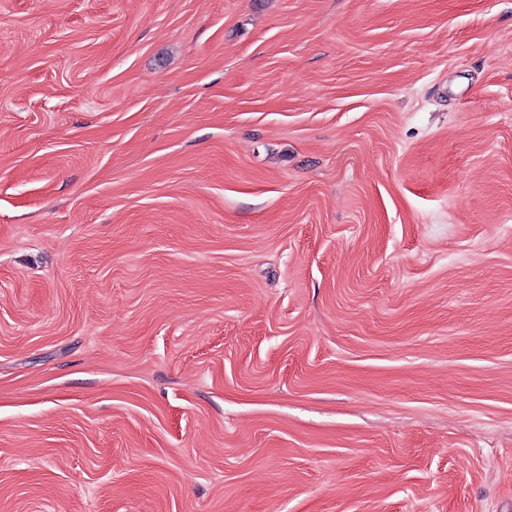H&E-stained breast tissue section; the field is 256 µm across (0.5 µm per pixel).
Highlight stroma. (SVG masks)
<instances>
[{"label":"stroma","mask_w":512,"mask_h":512,"mask_svg":"<svg viewBox=\"0 0 512 512\" xmlns=\"http://www.w3.org/2000/svg\"><path fill=\"white\" fill-rule=\"evenodd\" d=\"M0 512H512V0H0Z\"/></svg>","instance_id":"stroma-1"}]
</instances>
